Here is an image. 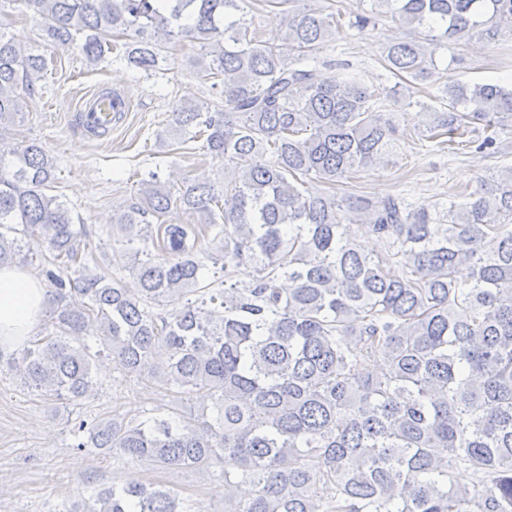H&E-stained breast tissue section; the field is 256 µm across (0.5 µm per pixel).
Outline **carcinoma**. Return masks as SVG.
Returning a JSON list of instances; mask_svg holds the SVG:
<instances>
[{
	"label": "carcinoma",
	"mask_w": 512,
	"mask_h": 512,
	"mask_svg": "<svg viewBox=\"0 0 512 512\" xmlns=\"http://www.w3.org/2000/svg\"><path fill=\"white\" fill-rule=\"evenodd\" d=\"M15 2L94 66L115 52L149 77L166 43H198L195 72L222 84L224 104H175L160 140L200 141L228 162L271 155L225 172L219 188L199 175L173 191L148 173L139 203L113 218L134 257L131 282L115 283L89 266L88 231L52 194L54 160L35 142H8L25 104L15 88L34 92L46 60L0 22V266L32 264L33 245H48L37 268L53 326L0 354V369L76 402L107 356L175 403L168 416L83 419L74 448L157 468L222 464L224 512H512V168L454 196L446 224L393 197L310 189L387 161L399 119L383 108L401 81L439 75L436 50L452 42L506 35L512 0H376L414 30L385 48L398 79L389 88L348 69L325 78L317 54L339 25L326 6L284 15L269 42L237 17L246 0ZM377 21L358 13L348 26ZM443 97L430 138L452 143L480 121L493 133L478 151L498 153L512 89L446 83ZM173 209L204 222L152 227ZM355 225L386 255L359 251ZM206 259L224 287L204 282ZM244 264L255 276L239 288L228 267ZM163 302L173 308L152 310ZM186 396L202 400L200 413L180 414ZM460 469L471 484L457 482ZM61 512L200 510L150 483L107 487Z\"/></svg>",
	"instance_id": "cac0c4a2"
}]
</instances>
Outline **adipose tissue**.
Here are the masks:
<instances>
[{
  "label": "adipose tissue",
  "mask_w": 512,
  "mask_h": 512,
  "mask_svg": "<svg viewBox=\"0 0 512 512\" xmlns=\"http://www.w3.org/2000/svg\"><path fill=\"white\" fill-rule=\"evenodd\" d=\"M48 296L21 268L0 267V352L9 353L36 331Z\"/></svg>",
  "instance_id": "ef3b65f1"
}]
</instances>
